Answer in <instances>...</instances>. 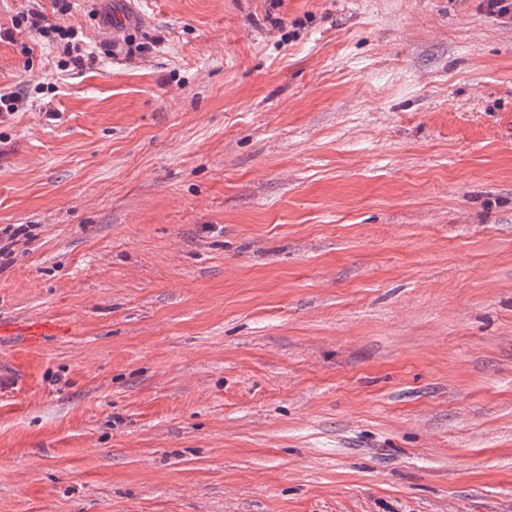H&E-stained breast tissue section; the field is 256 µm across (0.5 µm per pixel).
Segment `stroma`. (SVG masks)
Returning <instances> with one entry per match:
<instances>
[{"label": "stroma", "instance_id": "1", "mask_svg": "<svg viewBox=\"0 0 512 512\" xmlns=\"http://www.w3.org/2000/svg\"><path fill=\"white\" fill-rule=\"evenodd\" d=\"M0 0V512H512V21ZM12 38H3V31ZM54 1L56 5H59V8L54 12L53 17L48 16L42 10L32 8L27 10L21 24H23L30 33H34L48 42L61 44L62 41L66 40L64 43V52L68 55V58L71 59L73 64L83 66L87 62L91 65L94 60L92 57H85V55H83V49L80 44L81 40L77 39L78 33L72 28L65 27L60 22V17H55L67 14L73 8V4L71 3L73 0ZM29 224H14L0 229V264L2 260H9L15 250V246L21 241L30 238ZM13 324L16 331L5 333L0 323V335L12 336L23 345L34 349L43 347L51 339L58 340L70 335V332H67V327L50 318H22Z\"/></svg>", "mask_w": 512, "mask_h": 512}]
</instances>
